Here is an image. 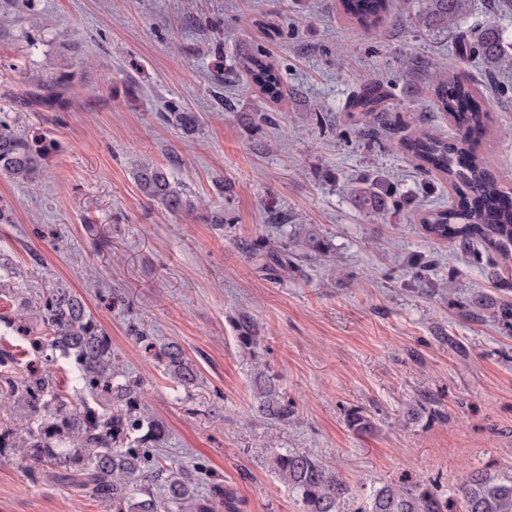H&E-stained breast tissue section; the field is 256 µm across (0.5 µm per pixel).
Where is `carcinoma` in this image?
Here are the masks:
<instances>
[{
    "instance_id": "cac0c4a2",
    "label": "carcinoma",
    "mask_w": 512,
    "mask_h": 512,
    "mask_svg": "<svg viewBox=\"0 0 512 512\" xmlns=\"http://www.w3.org/2000/svg\"><path fill=\"white\" fill-rule=\"evenodd\" d=\"M416 14L426 31L457 28L470 0H422ZM350 22L372 28L384 17L389 0H338ZM464 56L479 55L491 73L512 70V46L506 47L500 30L490 27L480 35L459 39ZM246 69L263 96L278 100L287 95L278 72L264 52L247 57ZM74 75L63 72L37 83L28 101L46 108L66 106L65 92ZM438 110L455 123L458 138L449 142L418 128L400 147L420 162L426 174L446 180L458 197L448 209L425 210L419 220L425 235L464 249L476 245L503 264L512 262V191L489 168L479 152V140L488 133L487 115L479 90L460 76L439 68L432 80ZM378 87L363 88L353 107L366 115L382 103ZM173 124L185 132L198 126L194 112H176ZM38 166L29 140L0 124V175L19 182L32 181ZM140 192L175 214L186 204L184 188L164 168L143 163L134 173ZM323 240L313 224L298 227L293 246L273 245L264 239L251 246L266 264L282 271L295 262L322 253ZM19 300L12 319L0 318L4 328L28 346L39 365L22 369L13 351L0 349V454L12 452L26 464L33 478L47 472L77 491L104 504L107 512H217L224 505V484L210 480L209 492L200 490L195 471L173 469L159 452L166 430L150 411L142 384L116 381L112 366V339L87 313L80 296L58 286L47 295H27L22 289L1 288ZM39 325V336L30 334ZM75 374L80 396L70 400L57 389L59 359ZM168 372L184 387L194 385L196 365L178 347L166 353ZM258 412L269 419L288 420V405L271 389L260 390ZM272 470L297 499L301 512H448V503L405 486L376 488L360 485L353 493L326 462L284 448L268 449ZM352 508L344 510L346 501ZM459 512H512V474L491 476L466 471L458 486Z\"/></svg>"
}]
</instances>
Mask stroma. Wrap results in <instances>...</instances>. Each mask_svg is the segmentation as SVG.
I'll use <instances>...</instances> for the list:
<instances>
[{
    "mask_svg": "<svg viewBox=\"0 0 512 512\" xmlns=\"http://www.w3.org/2000/svg\"><path fill=\"white\" fill-rule=\"evenodd\" d=\"M418 11L398 0L366 31L336 0H0V122L39 150L32 183L0 176L10 285L59 283L83 298L120 370L142 380L168 464L223 479L232 512H301L268 463L272 439L353 489L445 501L464 470L512 474V320L500 314L512 265L424 236L420 214L455 194L397 147L420 126L457 136L431 93L430 67L445 65L485 85L480 149L512 188V76L488 83L456 39L495 25L510 40L512 17L471 0L456 35H431ZM260 49L288 89L281 101L243 68ZM63 71L77 75L65 109L26 106L36 81ZM369 84L395 120L380 134L352 106ZM172 112L200 114L199 129L184 134ZM144 161L182 182L185 209L168 214L140 193ZM365 177L378 211L355 199ZM301 224L319 227L324 250L290 273L248 252L262 238L290 242ZM173 345L196 364V386L167 371ZM263 386L287 400V421L256 412ZM355 412L373 432L351 427ZM0 512L106 510L50 476L31 483L7 454Z\"/></svg>",
    "mask_w": 512,
    "mask_h": 512,
    "instance_id": "1",
    "label": "stroma"
}]
</instances>
